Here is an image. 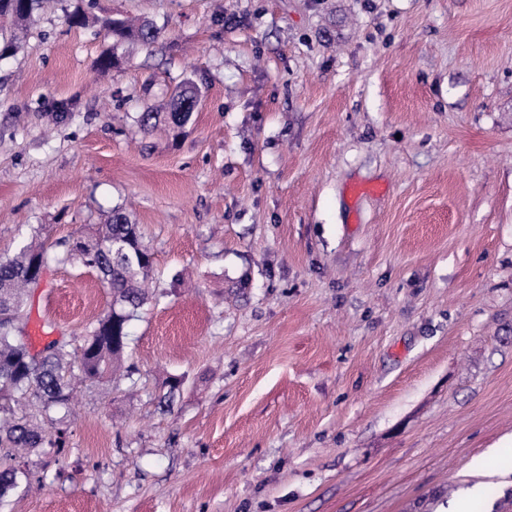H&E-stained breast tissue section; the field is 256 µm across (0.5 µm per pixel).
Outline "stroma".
Instances as JSON below:
<instances>
[{"mask_svg":"<svg viewBox=\"0 0 512 512\" xmlns=\"http://www.w3.org/2000/svg\"><path fill=\"white\" fill-rule=\"evenodd\" d=\"M119 14L158 38L113 48ZM13 33L0 257L118 207L153 271L0 512H512V475L468 472L512 436V0H40ZM186 81L190 121L140 130ZM110 303L50 261L33 351Z\"/></svg>","mask_w":512,"mask_h":512,"instance_id":"35a3bbf8","label":"stroma"}]
</instances>
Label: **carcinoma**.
<instances>
[{"label": "carcinoma", "instance_id": "1", "mask_svg": "<svg viewBox=\"0 0 512 512\" xmlns=\"http://www.w3.org/2000/svg\"><path fill=\"white\" fill-rule=\"evenodd\" d=\"M39 0H0V15L19 23L30 21ZM112 39L113 53L98 61L101 70L119 63L115 50L127 43H148L158 36L150 22L135 25L125 19H104ZM198 101V89L184 87L170 101L171 111L144 112L139 122L144 129L157 127L161 119L176 126L185 124ZM83 251L67 248L64 259L76 258L95 271L112 293L110 311L96 321L79 347L50 342L34 360L21 309L25 289L37 284L30 272L45 266V244L29 243L10 258H0V501L28 479L21 451L66 446V429L55 414L68 408L77 380L95 381L112 374L120 366L128 345V325L150 299L145 283L152 271L151 254L140 240L138 225L121 211L112 212L110 222L97 230ZM34 402L41 416L36 423L22 411L20 400Z\"/></svg>", "mask_w": 512, "mask_h": 512}]
</instances>
